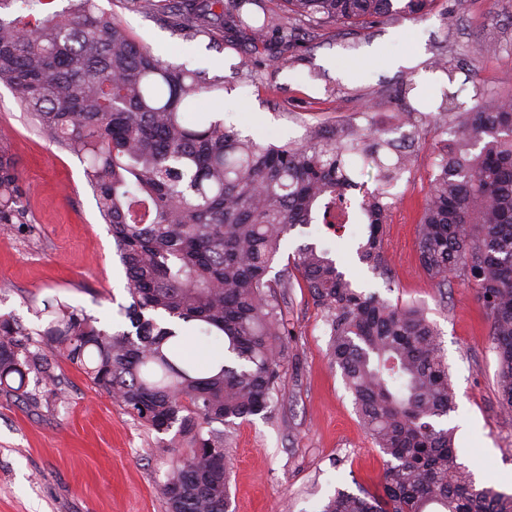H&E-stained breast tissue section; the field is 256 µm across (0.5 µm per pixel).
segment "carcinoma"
<instances>
[{
  "mask_svg": "<svg viewBox=\"0 0 512 512\" xmlns=\"http://www.w3.org/2000/svg\"><path fill=\"white\" fill-rule=\"evenodd\" d=\"M0 0V84L30 122L85 164L101 221L125 269L130 302L112 325L85 309L46 300L35 327L0 315V394L56 401L57 356L81 368L129 415L172 429L188 452L161 487L169 512H229L224 433L214 422L264 416L282 377L288 321L279 293L301 282L325 313L329 355L358 418L385 456L379 485L335 490L321 512H512V493L479 486L458 462L456 409L439 334L423 308L366 293L329 248L306 243L274 278L285 237L318 222L341 239L338 219L358 204L365 227L355 255L385 274L387 187L407 168L382 156L395 148L371 123L319 127L302 144L265 143L200 110L224 89L205 69L174 66L136 42L96 0ZM260 0H158L174 35L223 31L253 48L295 45L291 19L321 26L421 17L436 0H282L256 17ZM455 131L430 180L419 220V261L448 283L477 290L499 359L502 408L512 412V98H480ZM376 170L375 187L352 198L351 160ZM456 166L448 176V164ZM0 224H29L18 160L0 140ZM192 336L218 361L189 356Z\"/></svg>",
  "mask_w": 512,
  "mask_h": 512,
  "instance_id": "1",
  "label": "carcinoma"
}]
</instances>
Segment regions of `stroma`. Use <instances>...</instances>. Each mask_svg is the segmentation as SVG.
Segmentation results:
<instances>
[{
  "label": "stroma",
  "instance_id": "1",
  "mask_svg": "<svg viewBox=\"0 0 512 512\" xmlns=\"http://www.w3.org/2000/svg\"><path fill=\"white\" fill-rule=\"evenodd\" d=\"M133 38L174 64L208 69L229 86L223 100L203 99L225 124L269 142L301 140L323 124L395 129L408 105L428 112L442 88L472 107L476 89L512 95V0H439L424 18L325 26L299 39L282 61H268L232 35L186 41L152 16L146 0H97ZM457 70L447 80L436 59ZM415 91L401 97L405 81ZM454 117L423 121L385 227L389 274L354 258L359 288L393 303L415 304L436 323L458 408L451 424L461 463L476 482L512 492V413L497 390L498 357L474 286L440 287L418 257L417 223L432 162L452 141ZM0 139L20 161L31 226L0 225V313L34 324L26 302L60 297L111 323L127 303L125 274L102 224L80 161L59 150L0 85ZM290 336L275 405L227 430L231 512H320L336 488L373 486L383 455L360 424L340 369L328 357L323 312L307 289L288 292ZM68 401L22 402L0 395V512H168L160 492L172 460L186 449L128 415L66 360L57 368Z\"/></svg>",
  "mask_w": 512,
  "mask_h": 512
}]
</instances>
